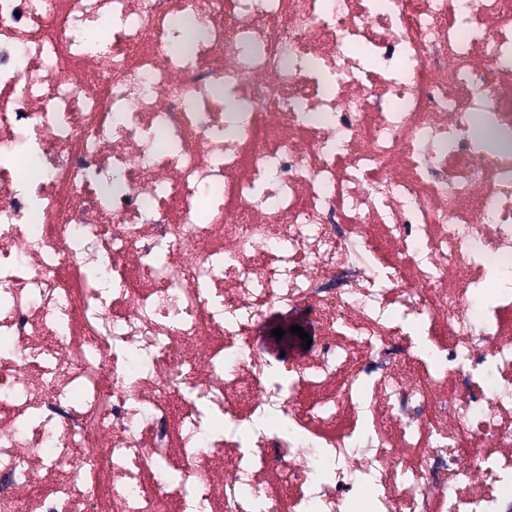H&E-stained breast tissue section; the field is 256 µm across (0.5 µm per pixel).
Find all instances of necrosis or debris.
<instances>
[{
	"mask_svg": "<svg viewBox=\"0 0 512 512\" xmlns=\"http://www.w3.org/2000/svg\"><path fill=\"white\" fill-rule=\"evenodd\" d=\"M477 118L512 0H0V512H503ZM288 308L319 345L268 357ZM281 322H288V328H290L291 325H298L301 328L304 329V331L309 335V337L312 339V344L314 343L315 339L317 338V335L315 334V330L308 328L303 323V315L301 312L283 315V316H274L270 319L267 328L261 335L262 337L257 340L256 344L261 347L263 350H265L271 357H274L283 351V344L280 342V340H277L274 335H272V330L281 327ZM311 344V346H312ZM310 346V348H311ZM309 348V349H310Z\"/></svg>",
	"mask_w": 512,
	"mask_h": 512,
	"instance_id": "4bbe7bcc",
	"label": "necrosis or debris"
}]
</instances>
